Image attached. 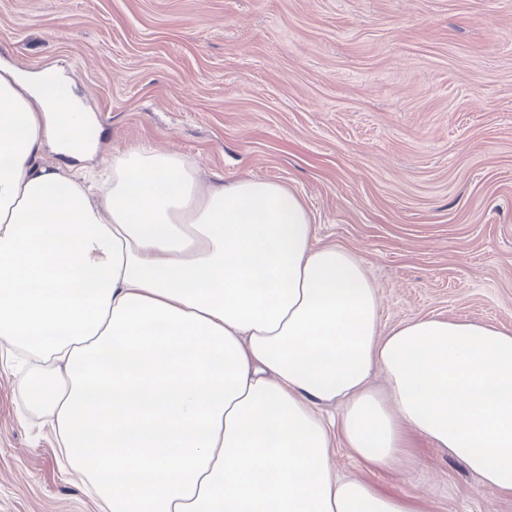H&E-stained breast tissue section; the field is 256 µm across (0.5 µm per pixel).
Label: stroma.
Segmentation results:
<instances>
[{
    "label": "stroma",
    "mask_w": 512,
    "mask_h": 512,
    "mask_svg": "<svg viewBox=\"0 0 512 512\" xmlns=\"http://www.w3.org/2000/svg\"><path fill=\"white\" fill-rule=\"evenodd\" d=\"M58 71L109 164L147 145L215 176L272 180L315 242L353 250L391 327L438 315L512 328V0H0V72ZM0 343V512H98L59 461ZM398 474L424 512H512L414 437Z\"/></svg>",
    "instance_id": "35a3bbf8"
}]
</instances>
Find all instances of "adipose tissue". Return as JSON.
<instances>
[{"label": "adipose tissue", "instance_id": "1", "mask_svg": "<svg viewBox=\"0 0 512 512\" xmlns=\"http://www.w3.org/2000/svg\"><path fill=\"white\" fill-rule=\"evenodd\" d=\"M88 125L65 84L0 74V342L46 366L30 397L103 512H420L331 461L339 438L396 470L414 431L512 497L511 329L382 326L275 181L140 145L89 193L44 158H87Z\"/></svg>", "mask_w": 512, "mask_h": 512}]
</instances>
